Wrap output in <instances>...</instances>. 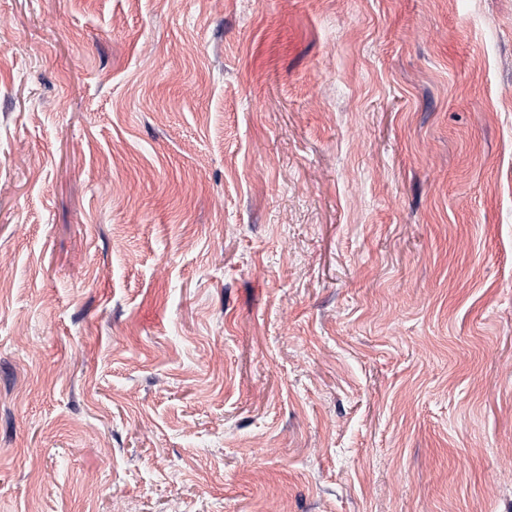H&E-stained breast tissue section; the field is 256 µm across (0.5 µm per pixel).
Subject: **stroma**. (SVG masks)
<instances>
[{
  "mask_svg": "<svg viewBox=\"0 0 512 512\" xmlns=\"http://www.w3.org/2000/svg\"><path fill=\"white\" fill-rule=\"evenodd\" d=\"M0 512H512V0H0Z\"/></svg>",
  "mask_w": 512,
  "mask_h": 512,
  "instance_id": "stroma-1",
  "label": "stroma"
}]
</instances>
